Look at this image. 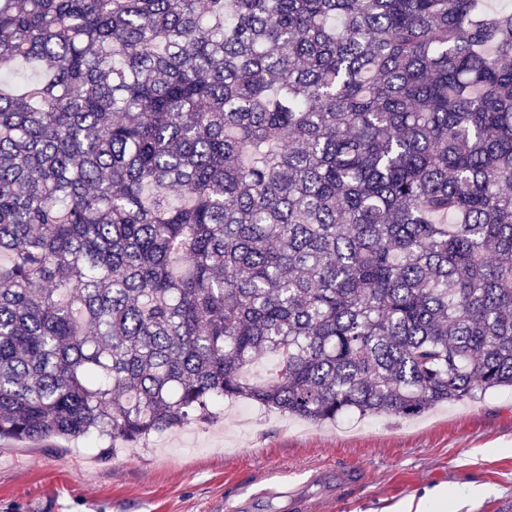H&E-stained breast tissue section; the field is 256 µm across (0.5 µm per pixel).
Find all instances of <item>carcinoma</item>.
Returning a JSON list of instances; mask_svg holds the SVG:
<instances>
[{
	"instance_id": "1",
	"label": "carcinoma",
	"mask_w": 512,
	"mask_h": 512,
	"mask_svg": "<svg viewBox=\"0 0 512 512\" xmlns=\"http://www.w3.org/2000/svg\"><path fill=\"white\" fill-rule=\"evenodd\" d=\"M2 254L0 440L512 386V11L0 0Z\"/></svg>"
}]
</instances>
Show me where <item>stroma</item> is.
I'll use <instances>...</instances> for the list:
<instances>
[{
	"instance_id": "stroma-1",
	"label": "stroma",
	"mask_w": 512,
	"mask_h": 512,
	"mask_svg": "<svg viewBox=\"0 0 512 512\" xmlns=\"http://www.w3.org/2000/svg\"><path fill=\"white\" fill-rule=\"evenodd\" d=\"M222 400L208 421L137 443L0 441V512H220L227 486L343 460L368 482L347 512H502L512 500V389L415 417L314 423Z\"/></svg>"
}]
</instances>
